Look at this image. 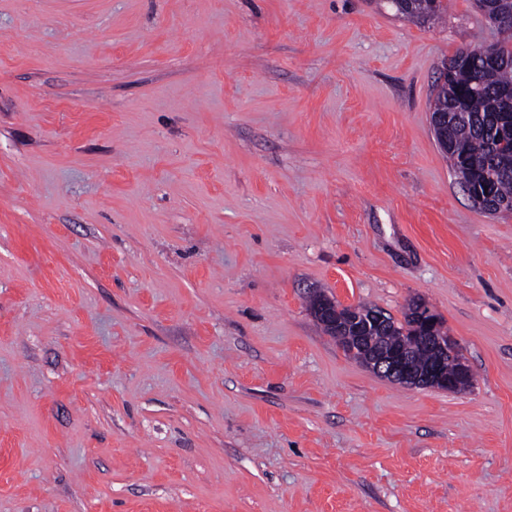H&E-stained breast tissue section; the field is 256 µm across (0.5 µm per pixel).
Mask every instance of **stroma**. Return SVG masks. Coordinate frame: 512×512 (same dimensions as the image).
<instances>
[{"instance_id":"1","label":"stroma","mask_w":512,"mask_h":512,"mask_svg":"<svg viewBox=\"0 0 512 512\" xmlns=\"http://www.w3.org/2000/svg\"><path fill=\"white\" fill-rule=\"evenodd\" d=\"M474 0H0V512H512V216L431 126ZM425 302L391 382L312 316ZM400 1H402V0H391V2H392L391 6H392V8H394L397 15H401L408 19L417 20V21H421V22H427L430 20H438V19L442 18L443 15L448 13V1L447 0H438L439 2L437 4H436V2H432L433 0H428V1H421V2L423 4H427L429 7H432L436 4L434 8L430 9V11H428L427 13L410 14V15H408L409 16L408 17L401 10ZM416 304L417 302L412 303L408 308L403 322H396L378 310L387 320L399 327L397 336H401L408 343H411V336H414L409 312ZM359 307L374 309L366 305ZM359 307L337 304L330 300L317 303L311 312L325 333L336 341L339 347L381 377L398 384L438 388L448 392L462 391L471 385V368L460 355L455 372L448 374L453 369L452 361L455 357L448 354V349L455 348L457 344L451 336L444 333L440 320L425 304L415 307L412 314L419 345L428 352L429 357L425 351L417 349L415 360L413 353L403 343L385 344L381 342L382 336L370 335L368 331L371 327L382 333L388 322L380 313L365 316ZM383 335L388 339L394 336L386 332H383ZM445 364H448L447 369Z\"/></svg>"}]
</instances>
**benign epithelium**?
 Segmentation results:
<instances>
[{"label": "benign epithelium", "mask_w": 512, "mask_h": 512, "mask_svg": "<svg viewBox=\"0 0 512 512\" xmlns=\"http://www.w3.org/2000/svg\"><path fill=\"white\" fill-rule=\"evenodd\" d=\"M432 111L435 112L433 131L446 152L448 124L442 116V109L434 105ZM311 312L339 347L392 382L450 392L462 391L471 385L472 371L463 357H458L454 373H448L445 368L448 349L456 347V342L444 333L438 317L424 304L413 309L419 345L429 354V362L424 366L417 365L413 353L404 344H385L381 337L369 334L372 328L382 332L388 326L380 313L367 315L356 305H342L333 300L316 304Z\"/></svg>", "instance_id": "7a95c632"}]
</instances>
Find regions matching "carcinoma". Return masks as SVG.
<instances>
[{
	"instance_id": "carcinoma-1",
	"label": "carcinoma",
	"mask_w": 512,
	"mask_h": 512,
	"mask_svg": "<svg viewBox=\"0 0 512 512\" xmlns=\"http://www.w3.org/2000/svg\"><path fill=\"white\" fill-rule=\"evenodd\" d=\"M448 13V0H439L424 14L409 18L421 22L438 20ZM497 56L492 61L476 59L457 51L448 72V140L452 164L462 188L484 187L485 174L494 177L487 203L512 204V150L484 135L498 124L501 114H512V22L498 30Z\"/></svg>"
}]
</instances>
